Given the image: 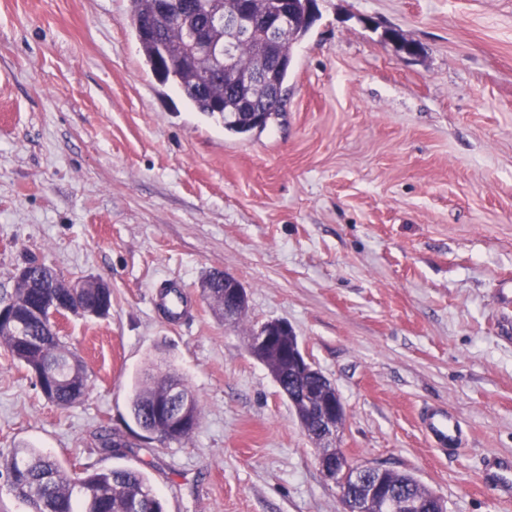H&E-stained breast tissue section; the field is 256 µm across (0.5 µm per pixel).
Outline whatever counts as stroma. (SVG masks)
<instances>
[{
  "label": "stroma",
  "mask_w": 512,
  "mask_h": 512,
  "mask_svg": "<svg viewBox=\"0 0 512 512\" xmlns=\"http://www.w3.org/2000/svg\"><path fill=\"white\" fill-rule=\"evenodd\" d=\"M127 4L0 0V295L31 259L112 288L106 316L60 321L89 376L79 405L45 400L0 345V453L140 471L165 512H337L246 346L283 319L341 396L348 457L412 474L448 512H512L482 480L512 458V0H317L281 114L244 137L156 77ZM214 270L247 292L237 323L202 295ZM167 281L193 320L159 312ZM160 367L200 407L178 442L131 415ZM429 404L465 446L428 444ZM105 428L123 454L99 450Z\"/></svg>",
  "instance_id": "stroma-1"
}]
</instances>
